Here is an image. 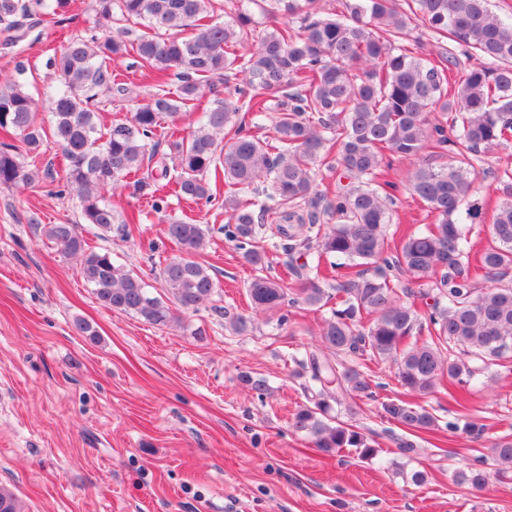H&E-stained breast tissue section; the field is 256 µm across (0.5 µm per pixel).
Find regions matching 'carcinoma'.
Masks as SVG:
<instances>
[{"label": "carcinoma", "mask_w": 512, "mask_h": 512, "mask_svg": "<svg viewBox=\"0 0 512 512\" xmlns=\"http://www.w3.org/2000/svg\"><path fill=\"white\" fill-rule=\"evenodd\" d=\"M319 0H263L279 26L256 31L236 0H93L100 37L69 38L53 58L58 87L40 101L16 81L0 78V188L34 180L29 154L44 145V118L66 162V192L76 193L81 216L100 235L119 223L106 194L130 177L153 187L151 208L164 213L168 192L196 201L214 199L209 176L223 175L226 237L256 271L247 288L255 311L297 300L311 309L329 295L319 266L292 263L298 281L287 296L262 274L264 252L256 239L262 222L276 223L271 237L288 240L299 259L334 256L336 303L320 329L319 348L302 362L309 403L291 426L331 454L353 448L363 459L377 454L375 440L331 415L332 404L352 406L371 395L363 362L396 365L400 385L427 395L443 375L466 384L512 353V169L496 174L502 201L489 221L491 243L478 272L495 283L480 289L464 261L468 225L483 218L475 201L482 154L512 140V20L490 0H346L344 12L325 17ZM70 0H0V32L14 44L23 29L67 17ZM232 16L224 20L225 9ZM436 40L434 49L408 48L412 22ZM145 28L135 50L156 74V91L130 120L105 128L100 105L112 103L110 61L127 52L122 35ZM470 65L463 66L459 56ZM242 76L239 99L203 112L187 136L172 141L174 161L156 158L162 121L194 112L209 93ZM278 113L272 140L252 134L239 113ZM429 150L450 157L408 172L403 185L386 178L387 155L412 158ZM342 169L348 184L331 193L316 183L321 170ZM419 200L434 223L401 238L389 254L388 224L395 193ZM166 236L181 254L165 259L158 278L168 293L154 296L145 281L92 250L76 224H46L43 236L64 256L108 309L164 328L178 312L196 310L220 294L221 285L195 255L207 230L197 221L168 218ZM410 277L432 299L419 313L401 301L393 279ZM428 340H420L423 332ZM331 354L359 362H333ZM387 418L410 432L432 430L437 419L402 399L382 403ZM500 472L512 471V441L490 448ZM460 483L485 484L479 468L457 472ZM0 512H23L0 487Z\"/></svg>", "instance_id": "carcinoma-1"}]
</instances>
